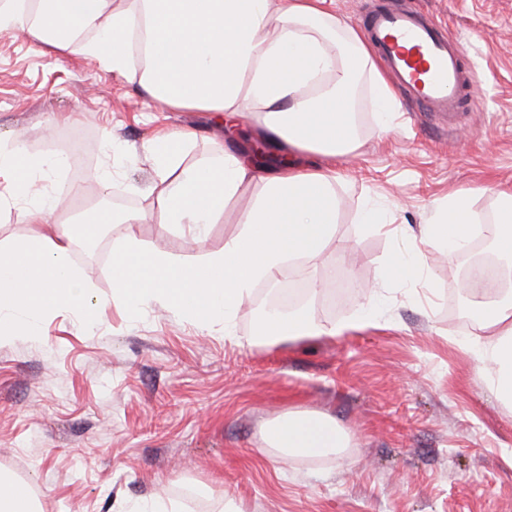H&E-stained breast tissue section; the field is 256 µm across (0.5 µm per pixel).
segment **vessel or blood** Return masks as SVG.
I'll return each mask as SVG.
<instances>
[{
    "instance_id": "vessel-or-blood-1",
    "label": "vessel or blood",
    "mask_w": 512,
    "mask_h": 512,
    "mask_svg": "<svg viewBox=\"0 0 512 512\" xmlns=\"http://www.w3.org/2000/svg\"><path fill=\"white\" fill-rule=\"evenodd\" d=\"M367 35L397 86L426 111L457 112L466 87L462 47L438 23L410 9L374 10Z\"/></svg>"
}]
</instances>
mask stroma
<instances>
[{
  "label": "stroma",
  "mask_w": 512,
  "mask_h": 512,
  "mask_svg": "<svg viewBox=\"0 0 512 512\" xmlns=\"http://www.w3.org/2000/svg\"><path fill=\"white\" fill-rule=\"evenodd\" d=\"M434 19L464 49L469 94L449 121L404 92L379 125L372 84L360 76L353 120L359 148L342 160L345 205L318 265L288 267L261 282L238 311L235 338L199 328L152 303L130 313L112 300L107 267L123 225L101 235L95 258L72 264L102 304L95 324L58 312L37 340L0 346V473L31 489L37 512H131L153 501L171 512H222L225 497L248 512H512V408L477 363L449 343L483 340L481 322L455 308L463 269L424 246L428 278L390 284L381 266L412 244L369 230L376 204L396 224L428 220L448 192L469 193L485 232L496 189L512 188V0H330L340 24L360 29L377 8ZM194 127L185 164L224 133L206 112H176L141 97L94 60L56 56L24 35L0 34V135L22 134L33 154L63 153L56 187L65 224L104 201L147 212L136 227L150 251L194 262L223 251L256 187L243 189L210 225L203 245L160 223L143 188L146 161L126 165L112 190L100 174L117 134L140 145L161 128ZM141 186L131 195L126 185ZM324 324L346 321L361 287L386 299L379 324L295 342L254 345L255 310L291 284ZM326 414L351 437L347 456L274 453L267 423L291 410Z\"/></svg>",
  "instance_id": "obj_1"
}]
</instances>
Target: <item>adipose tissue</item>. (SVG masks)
<instances>
[{"label":"adipose tissue","mask_w":512,"mask_h":512,"mask_svg":"<svg viewBox=\"0 0 512 512\" xmlns=\"http://www.w3.org/2000/svg\"><path fill=\"white\" fill-rule=\"evenodd\" d=\"M325 0H0V32L24 34L52 54H78L113 75L138 83L142 93L173 111L217 113L226 137L254 116L263 159L219 146L194 164L183 162L197 132L164 130L143 145L153 178L146 188L161 223L188 227L202 239L224 220V207L240 189L258 192L222 252L187 262L145 250L135 225L146 214L95 211L92 223L58 228V198L50 187L59 155H33L21 138L0 143V202L23 223L41 225L35 236L0 244V343L35 336L37 321L65 309L80 324L95 323L100 302L70 262L75 236L126 225L112 252V296L135 310L158 302L207 328L220 323L233 339L235 316L257 282L277 281L287 261L313 262L336 232L343 199L336 190L339 161L354 149L353 83L369 74L382 109L395 100L357 32L339 34ZM314 155L299 167L290 154ZM484 222L466 194L452 193L420 242L454 257L472 243ZM383 301L372 293L349 326L317 323L304 310L260 312V339L290 342L338 336L345 328L377 324ZM486 340L468 345L476 361L493 368L491 387L512 406V291L479 302ZM278 453L344 454L349 436L331 417L290 411L266 430Z\"/></svg>","instance_id":"ef3b65f1"}]
</instances>
